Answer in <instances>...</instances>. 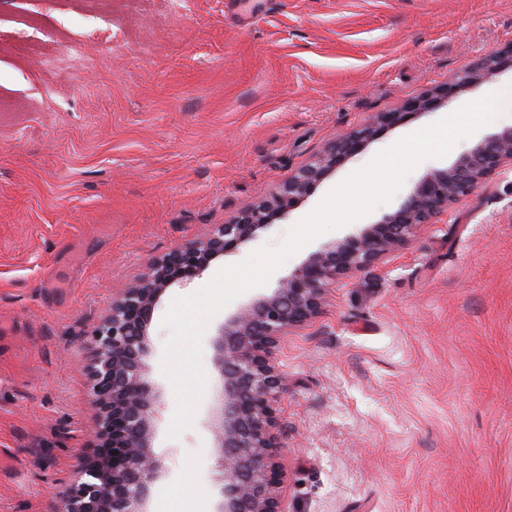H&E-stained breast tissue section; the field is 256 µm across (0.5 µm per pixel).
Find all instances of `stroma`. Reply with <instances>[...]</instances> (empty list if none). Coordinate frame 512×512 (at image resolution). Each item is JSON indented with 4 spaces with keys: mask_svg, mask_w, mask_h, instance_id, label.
<instances>
[{
    "mask_svg": "<svg viewBox=\"0 0 512 512\" xmlns=\"http://www.w3.org/2000/svg\"><path fill=\"white\" fill-rule=\"evenodd\" d=\"M512 44V0H0V512L59 501L120 288L329 142ZM512 77L378 129L259 243L380 151ZM283 512H512V170L336 283L283 336ZM208 399L167 393L152 512L218 498Z\"/></svg>",
    "mask_w": 512,
    "mask_h": 512,
    "instance_id": "stroma-1",
    "label": "stroma"
}]
</instances>
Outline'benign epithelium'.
<instances>
[{
    "instance_id": "obj_1",
    "label": "benign epithelium",
    "mask_w": 512,
    "mask_h": 512,
    "mask_svg": "<svg viewBox=\"0 0 512 512\" xmlns=\"http://www.w3.org/2000/svg\"><path fill=\"white\" fill-rule=\"evenodd\" d=\"M512 72V44L448 79L433 93L397 112L375 114L361 128L337 137L321 157L291 176L269 199L202 239L180 244L153 260L136 282L121 289L111 314L94 330L88 391L94 414L87 452L61 506L49 512H150L164 465L153 451L162 388L151 379L150 325L163 296L205 276L212 262L259 240L313 188L348 159L364 152L378 128L433 113L468 89ZM512 169V126L474 139L451 163L426 173L402 202L379 220L357 224L345 237L321 245L269 292H259L224 315L217 327L209 428L220 498L212 512H282L285 473L278 455L277 403L288 377L273 362L285 331L316 318L328 288L404 247L419 227L434 224L453 204Z\"/></svg>"
}]
</instances>
